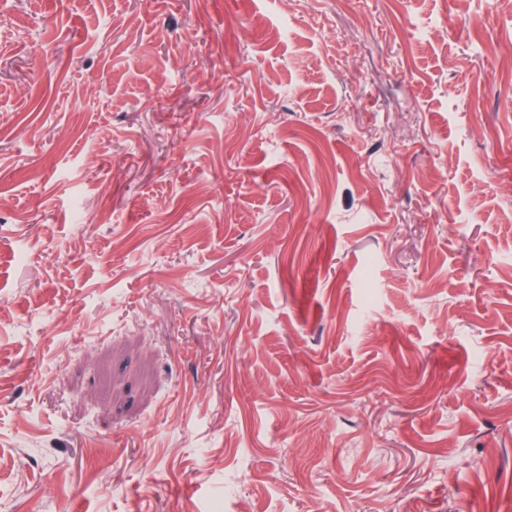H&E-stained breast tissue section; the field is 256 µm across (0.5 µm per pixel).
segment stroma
I'll return each mask as SVG.
<instances>
[{"mask_svg": "<svg viewBox=\"0 0 512 512\" xmlns=\"http://www.w3.org/2000/svg\"><path fill=\"white\" fill-rule=\"evenodd\" d=\"M0 512H512V0H0Z\"/></svg>", "mask_w": 512, "mask_h": 512, "instance_id": "35a3bbf8", "label": "stroma"}]
</instances>
